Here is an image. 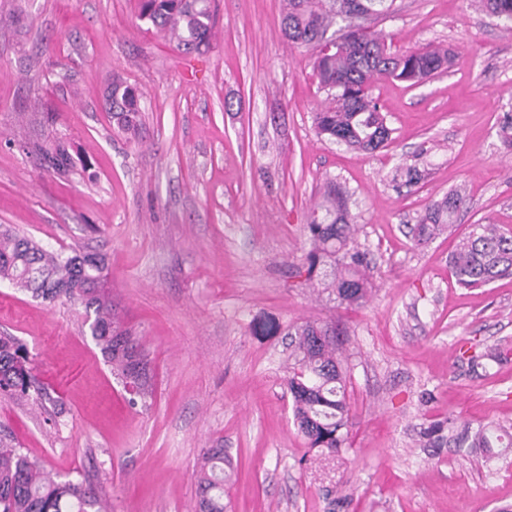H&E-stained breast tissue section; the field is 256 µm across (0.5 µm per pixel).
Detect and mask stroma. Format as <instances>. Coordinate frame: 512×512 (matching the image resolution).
Segmentation results:
<instances>
[{
  "label": "stroma",
  "mask_w": 512,
  "mask_h": 512,
  "mask_svg": "<svg viewBox=\"0 0 512 512\" xmlns=\"http://www.w3.org/2000/svg\"><path fill=\"white\" fill-rule=\"evenodd\" d=\"M213 47L181 54L139 0H0V225L44 248L97 254L149 361L134 405L83 304L0 282V336L29 350L40 398L0 395V434L62 479L94 484L110 512H194L207 448L234 476L226 512H503L512 450L425 448L429 424H512V278L456 284L448 257L468 225L512 228V33L473 0H395L375 23L397 50L440 44L445 74L377 80L393 130L375 154L317 135L327 93L313 52L282 36L281 0H216ZM139 96L133 136L109 92ZM64 138L57 174L42 150ZM414 164L413 187L391 179ZM351 194L371 293L349 306L306 279L305 234L326 180ZM465 188L454 231L414 244L429 200ZM335 326L349 370L339 455L310 448L292 414L289 331ZM505 359L483 376L471 352Z\"/></svg>",
  "instance_id": "stroma-1"
}]
</instances>
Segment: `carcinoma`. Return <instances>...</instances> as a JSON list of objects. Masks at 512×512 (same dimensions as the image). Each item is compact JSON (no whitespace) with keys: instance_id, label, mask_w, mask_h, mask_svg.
Listing matches in <instances>:
<instances>
[{"instance_id":"obj_1","label":"carcinoma","mask_w":512,"mask_h":512,"mask_svg":"<svg viewBox=\"0 0 512 512\" xmlns=\"http://www.w3.org/2000/svg\"><path fill=\"white\" fill-rule=\"evenodd\" d=\"M489 16L512 30V0H479ZM394 0H284L281 30L288 42L315 52L313 70L327 91L328 104L314 113L317 133L338 145L363 153H374L392 142L371 87L379 78L413 85L444 71L448 50L428 45L401 53L392 52L387 38L369 33L358 25L346 33L336 49L320 50L336 18L346 21L393 10ZM140 18L152 23L175 42L184 54H201L215 37L213 0H141ZM112 113L117 125L138 131L139 97L129 87L112 86ZM43 153L58 172L72 163L67 145L54 141ZM322 202L305 226L312 248L306 254L307 279L318 276L326 260L334 262V278L327 283L341 304L361 305L370 286L365 276V253L352 245L356 232L348 208V192L333 180L321 189ZM467 197L452 190L428 203L417 223L410 227L411 240L420 244L447 231L466 207ZM457 283L479 288L497 279L512 277V230L497 224H471L449 258ZM103 270L97 257L73 252L64 257L45 249L32 238L0 228V281H8L36 298L52 302L77 299L93 311L90 335L113 372L129 393L149 396L148 361L139 351L130 329L124 326L112 298L99 289ZM288 347L287 385L293 399L294 423L310 447L338 452L344 438L348 409L345 397L346 370L339 358L335 328L306 322L294 328ZM500 354L476 352L468 365L475 374L487 372ZM40 394L28 367L25 346L12 336H0V394L29 397ZM425 448H482L490 455L497 448H512V425L487 424L477 429L458 428L451 420L435 423L421 433ZM230 460L224 449L208 448L201 457L197 476L198 512H224V466ZM0 512H108L97 492L83 482L57 479L30 459L13 440L0 437Z\"/></svg>"}]
</instances>
